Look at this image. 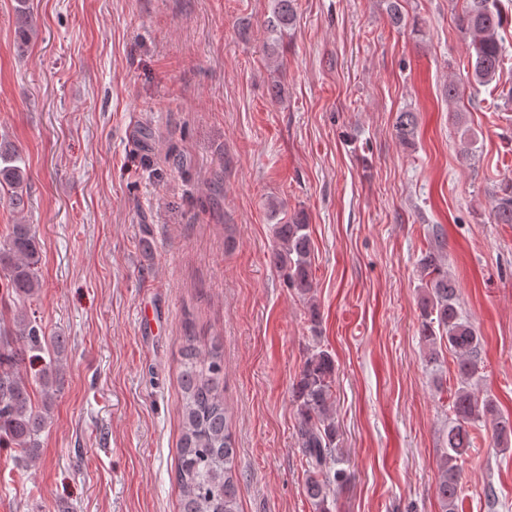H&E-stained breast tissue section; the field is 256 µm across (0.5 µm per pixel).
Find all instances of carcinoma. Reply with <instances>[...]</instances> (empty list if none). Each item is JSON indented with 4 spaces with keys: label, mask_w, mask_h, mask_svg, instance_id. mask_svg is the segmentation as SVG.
Segmentation results:
<instances>
[{
    "label": "carcinoma",
    "mask_w": 512,
    "mask_h": 512,
    "mask_svg": "<svg viewBox=\"0 0 512 512\" xmlns=\"http://www.w3.org/2000/svg\"><path fill=\"white\" fill-rule=\"evenodd\" d=\"M295 0H272L267 31L277 41L294 26ZM17 44L29 41L31 22L25 0L16 6ZM507 21L499 0H467L459 25L471 38L467 61L471 83L488 86L499 78L504 66L501 30ZM396 136L404 144L415 137L414 113H397ZM23 158L11 145L0 142V186L7 189L10 204L19 207L27 196V173L20 166ZM493 222L512 224V185L494 192ZM274 259L287 271L289 286L306 296L314 288L311 271L312 240L303 214L288 217L276 225ZM40 245L29 224H14L0 242V270L8 287L19 300L32 297L40 288L38 275ZM425 290L421 299V336L429 351V360L439 358L437 347L445 345L457 358V377L461 387L452 402L455 421L448 427V451L443 456L438 484L442 512L459 510L458 461L472 446L470 426L485 419L492 423L497 445L512 446V420L502 416L494 400L481 399L468 388L479 370L482 338L462 316L455 280L448 275V264L438 245L419 259ZM18 330L13 336H0V444L18 449L22 457L38 455L56 392L58 368L49 364L39 375L41 406L32 403L30 383L22 373L25 357L51 346L59 354L65 340L57 336L46 340L41 328L25 312L16 316ZM182 433L176 482L180 512H241L239 481L236 473V446L224 405V356L213 343L202 349L196 337H184L181 350ZM335 364L323 349L313 351L304 362L300 378L293 388L299 445L309 467L306 492L316 512H329L328 499L347 475L336 468L338 431L331 418L332 383Z\"/></svg>",
    "instance_id": "obj_1"
}]
</instances>
